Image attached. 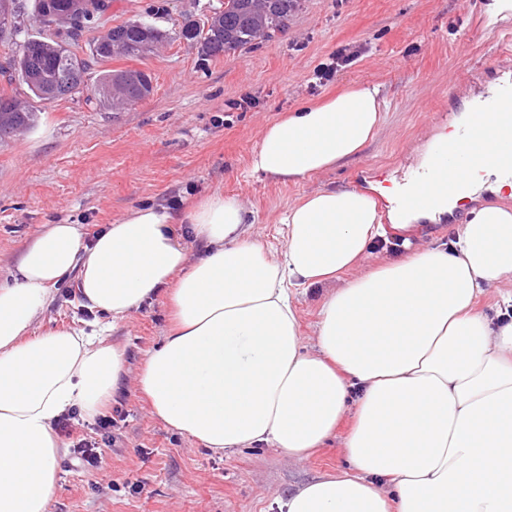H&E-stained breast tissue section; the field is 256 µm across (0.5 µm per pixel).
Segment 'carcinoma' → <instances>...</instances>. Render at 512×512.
<instances>
[{"label":"carcinoma","mask_w":512,"mask_h":512,"mask_svg":"<svg viewBox=\"0 0 512 512\" xmlns=\"http://www.w3.org/2000/svg\"><path fill=\"white\" fill-rule=\"evenodd\" d=\"M301 0H221L210 6L211 15L201 24H187L179 37L196 45L200 55L217 58L251 48L256 41H270L288 28V21ZM39 21L55 26L52 37L16 39L21 28L13 26V36L0 38V77L8 84L27 88L40 102L61 100L71 94L86 92L85 102L99 109L119 104L135 105L152 92L151 77L141 71H124L125 80L113 82L116 70L99 71L88 83L93 67L112 60L103 48L117 45L131 59L143 58L154 47L169 39L166 31L142 20H128L112 27L101 38H92L90 55L78 56L71 46L106 15L112 0H34ZM38 112L21 107L15 98L0 94V141L35 125Z\"/></svg>","instance_id":"carcinoma-1"}]
</instances>
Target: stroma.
Here are the masks:
<instances>
[{
	"label": "stroma",
	"mask_w": 512,
	"mask_h": 512,
	"mask_svg": "<svg viewBox=\"0 0 512 512\" xmlns=\"http://www.w3.org/2000/svg\"><path fill=\"white\" fill-rule=\"evenodd\" d=\"M212 2L112 0L97 35L130 19L170 35L145 58L109 63L151 75V95L116 112L88 106L80 94L39 102L36 125L0 141V284L46 225L76 224L89 239L131 208L163 206L174 195L186 204L216 191L239 197L251 211V233L281 253L279 219L288 206L322 189L368 190L380 170L407 178L431 134L426 111L444 105L458 116L486 67H512V54L494 53L512 22L485 27L488 0H302L285 34L204 60L178 33ZM345 47L361 48L358 60L317 84L315 68ZM352 85L378 86L384 101L379 131L359 154L298 182L253 173L249 160L266 125ZM461 220L453 213L395 231L365 265L447 243ZM96 318L83 307L72 273L55 286L39 323L65 328ZM168 325L161 296L111 332L110 343L128 358L129 378L111 403L123 418L106 437L90 422L61 435L65 454L50 512H280L279 500L298 486L345 469L343 426L309 458L291 463L265 446L215 454L154 417L134 379ZM80 439L97 443L102 472L78 467L71 449ZM137 481L144 494L131 491Z\"/></svg>",
	"instance_id": "obj_1"
}]
</instances>
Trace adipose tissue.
<instances>
[{
  "label": "adipose tissue",
  "mask_w": 512,
  "mask_h": 512,
  "mask_svg": "<svg viewBox=\"0 0 512 512\" xmlns=\"http://www.w3.org/2000/svg\"><path fill=\"white\" fill-rule=\"evenodd\" d=\"M380 124L378 87L356 85L268 124L250 167L308 179L358 154ZM467 150L463 198L435 182L405 211L397 184L375 197L319 190L283 214L277 255L249 232L244 202L221 193L182 213L130 209L89 242L77 225H47L0 284V512H49L56 422L101 415L126 374L124 350L106 341L112 322L163 293L173 323L136 387L171 429L217 452L269 445L302 461L351 417L346 470L298 487L284 512H512V318L476 308L512 277V210L480 201L512 197V125ZM380 196L398 223L471 207L447 244L345 280L384 236ZM73 271L84 304L111 323L38 328ZM315 286L326 293L309 352L291 291Z\"/></svg>",
  "instance_id": "ef3b65f1"
}]
</instances>
